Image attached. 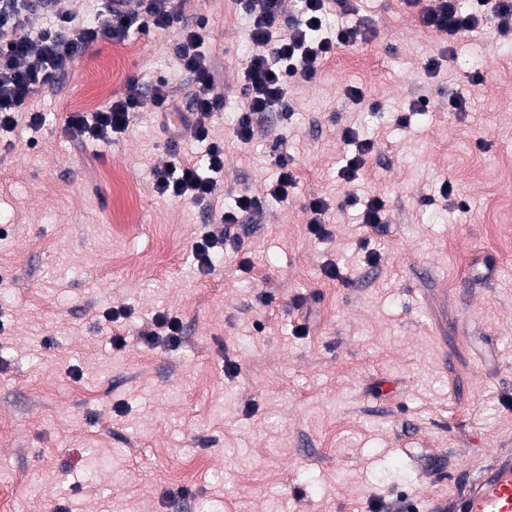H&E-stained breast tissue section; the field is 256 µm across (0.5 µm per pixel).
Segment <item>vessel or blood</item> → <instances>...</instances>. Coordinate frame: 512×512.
I'll return each instance as SVG.
<instances>
[{
	"instance_id": "b4317fda",
	"label": "vessel or blood",
	"mask_w": 512,
	"mask_h": 512,
	"mask_svg": "<svg viewBox=\"0 0 512 512\" xmlns=\"http://www.w3.org/2000/svg\"><path fill=\"white\" fill-rule=\"evenodd\" d=\"M425 512H512V454L499 453L479 478L426 496Z\"/></svg>"
}]
</instances>
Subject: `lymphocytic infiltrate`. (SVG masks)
Returning a JSON list of instances; mask_svg holds the SVG:
<instances>
[{"label":"lymphocytic infiltrate","mask_w":512,"mask_h":512,"mask_svg":"<svg viewBox=\"0 0 512 512\" xmlns=\"http://www.w3.org/2000/svg\"><path fill=\"white\" fill-rule=\"evenodd\" d=\"M295 16H286L284 0H237L251 25L249 41L256 46L244 70L242 108L236 116L234 133L238 142L249 144L256 132L255 120L270 112L289 116L291 83L315 77L321 61L341 45L353 46L372 37L365 23H341L327 29L330 6L339 15L350 12L349 0H299ZM57 0H0V131L14 130L19 120L30 128H41L46 117L28 111L29 101L40 90L54 84L65 68L83 56L98 38H125L130 24L141 30H165L177 24L179 15L171 0H104L96 24L77 23L74 16L56 8ZM52 16L50 25L32 33L29 18L34 14ZM424 26L447 33L449 40L469 34L494 32L499 38H512V0H435L423 11ZM205 23L182 28L175 45V58L181 69L194 77L195 87L188 102L177 101L166 82H158L152 94H144L138 80H129L124 91L107 101L92 115L70 113L68 135L77 140L108 142L125 130L129 116L153 107L162 128L168 132L166 146L176 151L181 128H192L197 139L207 145V167L199 169L190 160L173 162L155 169L154 190L162 197L215 201L219 187L217 174L224 171V143L213 138L211 123L224 109V97L214 90L211 55L202 45ZM278 174L265 196L248 192L237 195L229 209L211 212L216 227L192 245L200 268L211 269L216 255L228 243L238 240L236 228L243 215L260 213L266 200L287 201L294 185L291 158L286 152L276 157Z\"/></svg>","instance_id":"lymphocytic-infiltrate-1"}]
</instances>
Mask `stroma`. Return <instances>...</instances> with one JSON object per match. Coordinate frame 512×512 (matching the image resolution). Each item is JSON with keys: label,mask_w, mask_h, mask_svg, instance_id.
<instances>
[{"label": "stroma", "mask_w": 512, "mask_h": 512, "mask_svg": "<svg viewBox=\"0 0 512 512\" xmlns=\"http://www.w3.org/2000/svg\"><path fill=\"white\" fill-rule=\"evenodd\" d=\"M431 4L352 0L374 37L292 84L291 119H258L244 146L246 17L236 0H179L183 22L209 21L225 206L265 192L276 140L295 177L210 272L191 254L206 205L153 190L170 160L153 112L108 143L65 130L104 82L163 79L187 100L176 30L99 38L34 96L40 130L0 135V512H405L512 449V210L491 206L512 195V55L491 33L452 43L423 27ZM346 127L378 143L350 184ZM314 196L329 203L322 238ZM373 197L388 226L370 234ZM113 306L131 312L122 326L103 318ZM163 311L181 344H143ZM306 210L310 214L308 226L310 233L318 238H322L328 234L325 223V216L328 211L327 202L320 198H311L307 205ZM362 224L374 232H383L386 229L387 213L384 201L373 197L367 201L362 211Z\"/></svg>", "instance_id": "stroma-1"}]
</instances>
